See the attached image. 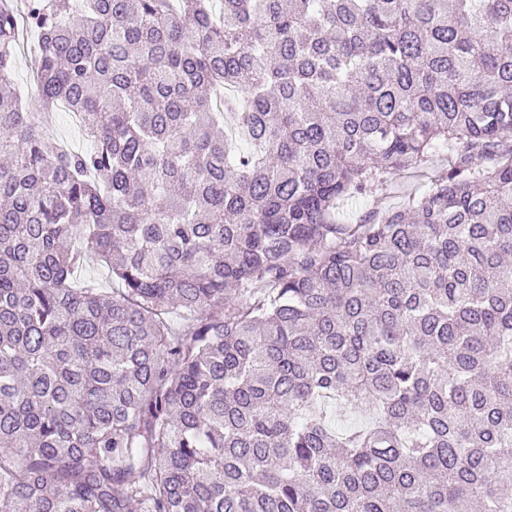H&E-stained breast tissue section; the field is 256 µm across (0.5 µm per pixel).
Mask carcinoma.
<instances>
[{
	"instance_id": "carcinoma-1",
	"label": "carcinoma",
	"mask_w": 512,
	"mask_h": 512,
	"mask_svg": "<svg viewBox=\"0 0 512 512\" xmlns=\"http://www.w3.org/2000/svg\"><path fill=\"white\" fill-rule=\"evenodd\" d=\"M213 2L0 0V512H512V0ZM36 58L33 52L22 53L16 60L13 70V80L23 100L32 112H41L38 99L34 100L35 89L30 84V76L35 70ZM54 112L53 130H46L53 142L57 139L68 140L79 151H87L93 148V143L88 141L82 130L72 123L67 112H56V110ZM75 281L84 283L87 281L95 282L102 288H118L105 266V263L96 255H89L82 266L76 271Z\"/></svg>"
}]
</instances>
